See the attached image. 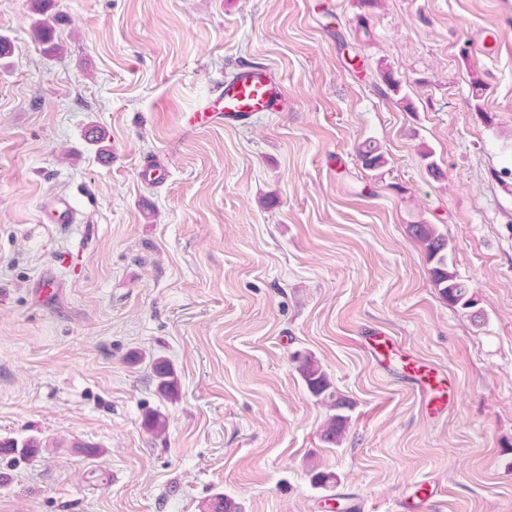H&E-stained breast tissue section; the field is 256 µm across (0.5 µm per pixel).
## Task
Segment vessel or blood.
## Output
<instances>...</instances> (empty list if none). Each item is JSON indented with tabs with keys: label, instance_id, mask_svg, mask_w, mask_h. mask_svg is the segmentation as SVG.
<instances>
[{
	"label": "vessel or blood",
	"instance_id": "b4317fda",
	"mask_svg": "<svg viewBox=\"0 0 512 512\" xmlns=\"http://www.w3.org/2000/svg\"><path fill=\"white\" fill-rule=\"evenodd\" d=\"M285 103V89L266 65L241 64L205 104L190 113L187 125L193 129L216 124L242 125L258 113L282 111ZM363 344L379 366L401 361L408 381L422 402L437 408L444 406L449 387L445 376L434 366L416 357L391 336L374 334L364 337ZM433 497L432 487L423 483L403 495L399 507L401 512H427Z\"/></svg>",
	"mask_w": 512,
	"mask_h": 512
}]
</instances>
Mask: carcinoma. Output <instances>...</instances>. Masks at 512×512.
Listing matches in <instances>:
<instances>
[{
    "label": "carcinoma",
    "mask_w": 512,
    "mask_h": 512,
    "mask_svg": "<svg viewBox=\"0 0 512 512\" xmlns=\"http://www.w3.org/2000/svg\"><path fill=\"white\" fill-rule=\"evenodd\" d=\"M32 11L36 15L33 25L37 31L43 49L48 54L60 52L61 45L56 37L57 18L49 14L50 0H31ZM357 157L363 168L377 170L387 163L380 148L371 141L361 143L357 148ZM412 237L424 248L430 264L431 282L438 289L440 296L450 306L463 310L477 306V299L470 286L462 280L448 263V239L441 234L435 225H409ZM297 370L305 383L307 391L321 404L333 410L322 430L321 439L329 445H338L343 438L348 423L345 411L351 403L335 388L331 378L322 366L310 355H296ZM154 376L158 381V390L170 398L175 395L178 381L170 363L157 360L154 364ZM208 512H239V507L230 498L217 495L210 499Z\"/></svg>",
    "instance_id": "1"
}]
</instances>
